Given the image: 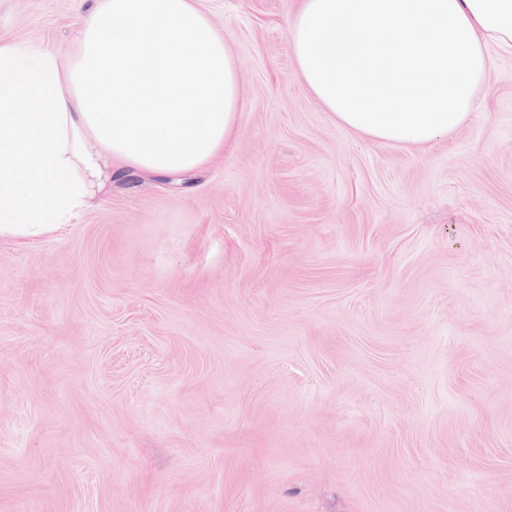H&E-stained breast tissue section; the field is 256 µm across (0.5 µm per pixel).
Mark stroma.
Wrapping results in <instances>:
<instances>
[{"label":"stroma","mask_w":512,"mask_h":512,"mask_svg":"<svg viewBox=\"0 0 512 512\" xmlns=\"http://www.w3.org/2000/svg\"><path fill=\"white\" fill-rule=\"evenodd\" d=\"M80 0H0L69 57ZM298 0H202L239 134L0 236V512H512V56L451 137L336 123Z\"/></svg>","instance_id":"1"}]
</instances>
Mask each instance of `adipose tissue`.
Returning <instances> with one entry per match:
<instances>
[{"label": "adipose tissue", "mask_w": 512, "mask_h": 512, "mask_svg": "<svg viewBox=\"0 0 512 512\" xmlns=\"http://www.w3.org/2000/svg\"><path fill=\"white\" fill-rule=\"evenodd\" d=\"M288 48L337 123L379 143L451 136L484 103L512 0H301ZM0 235L70 223L132 170L212 165L238 132L237 62L200 0H93L66 59L0 45Z\"/></svg>", "instance_id": "ef3b65f1"}]
</instances>
